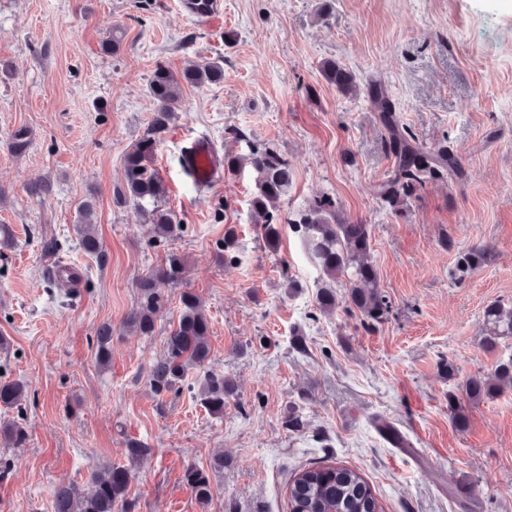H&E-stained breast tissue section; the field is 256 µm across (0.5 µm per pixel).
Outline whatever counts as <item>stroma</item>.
I'll return each mask as SVG.
<instances>
[{
  "mask_svg": "<svg viewBox=\"0 0 512 512\" xmlns=\"http://www.w3.org/2000/svg\"><path fill=\"white\" fill-rule=\"evenodd\" d=\"M0 0V224L14 235L0 255V378L26 384L23 447L0 444V512H53L55 486L87 487L94 463H128L125 439L144 442L128 494L135 512H289L288 485L316 464L358 470L384 512H512V388L466 404V429L448 412L449 390L492 376L512 358V338L483 345L486 308L512 305V0H220L224 23L206 27L180 0ZM118 54L100 52L113 28ZM220 60L224 80L182 89L178 119L154 165L183 225V286L203 300L211 359L179 395L156 397L146 375L176 322L178 290L146 338L124 321L135 280L160 264L146 215L117 204L123 156L156 104L157 64L181 71ZM358 84L379 82L397 122L427 147L447 146L458 173L429 181L397 208L376 196L395 157L365 95L337 90L327 61ZM28 127L25 155L12 131ZM208 137L223 154L260 142L288 158L293 181L281 209L322 196L369 224L371 258L390 301L385 322L315 309L319 270L283 228L270 249L251 222L254 173L224 172L204 189L186 181L180 156ZM48 181L44 196L30 192ZM94 198L105 264L86 256L78 207ZM237 230L234 264L217 260L226 225ZM486 247L475 272L461 252ZM78 265L74 300L46 293L55 262ZM300 283L298 289L289 280ZM112 326V365L97 368L93 338ZM305 336L307 349L290 347ZM454 377L440 371L441 361ZM233 380L224 416L194 397L205 372ZM300 402L304 426L284 413ZM401 435L391 444L383 425ZM223 468H215L216 456ZM212 473L200 505L183 481Z\"/></svg>",
  "mask_w": 512,
  "mask_h": 512,
  "instance_id": "obj_1",
  "label": "stroma"
}]
</instances>
